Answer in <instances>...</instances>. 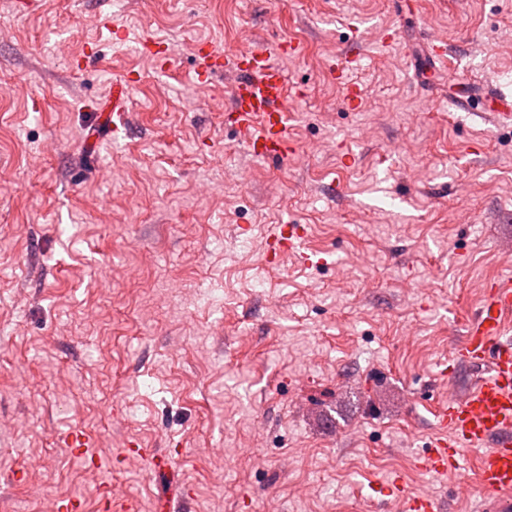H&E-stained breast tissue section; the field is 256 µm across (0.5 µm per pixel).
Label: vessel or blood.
Segmentation results:
<instances>
[{
  "label": "vessel or blood",
  "instance_id": "obj_1",
  "mask_svg": "<svg viewBox=\"0 0 512 512\" xmlns=\"http://www.w3.org/2000/svg\"><path fill=\"white\" fill-rule=\"evenodd\" d=\"M302 46L285 40H260L245 55L205 43L195 54V75L206 83L216 77L229 82L227 121L245 136L248 150L273 164L284 163L291 151L288 139V81L281 58L300 55ZM354 55L338 56L330 74L345 86L347 102H356L360 90L348 83ZM133 77L112 82V134H125L126 104ZM301 224H279L269 234V252H292L302 262L311 256L304 246ZM457 365L485 369L472 386L450 393L434 412L441 437L424 452L422 468L434 477L458 470L461 461L476 457L474 487L485 512H512V274L486 284L476 314L467 321L463 342L455 349ZM384 496L399 501L403 512H442L431 495L407 491L402 477L383 485Z\"/></svg>",
  "mask_w": 512,
  "mask_h": 512
}]
</instances>
